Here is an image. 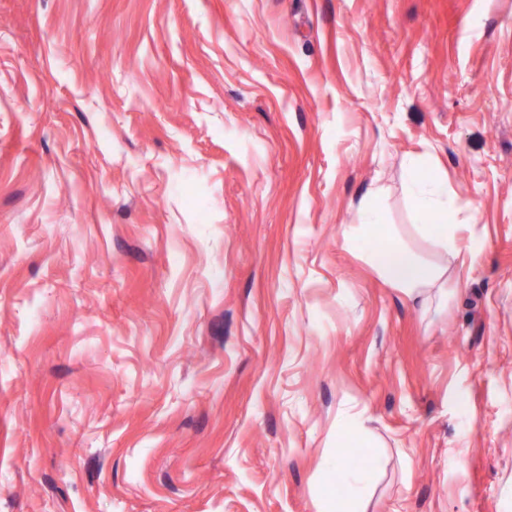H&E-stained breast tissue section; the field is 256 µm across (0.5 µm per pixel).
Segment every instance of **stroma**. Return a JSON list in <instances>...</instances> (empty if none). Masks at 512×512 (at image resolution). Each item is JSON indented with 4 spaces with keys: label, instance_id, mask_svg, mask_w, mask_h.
I'll use <instances>...</instances> for the list:
<instances>
[{
    "label": "stroma",
    "instance_id": "obj_1",
    "mask_svg": "<svg viewBox=\"0 0 512 512\" xmlns=\"http://www.w3.org/2000/svg\"><path fill=\"white\" fill-rule=\"evenodd\" d=\"M346 417L363 512H512V0H0V512H331ZM411 197L420 212L422 224H417V231L424 239L435 242L443 247L456 245L452 234L453 218L462 210L458 201L448 196L441 177L436 174L416 172L411 181ZM379 221L377 209L372 204H366L361 211V228L373 242L370 257L380 272L398 288H403L410 297L419 293L421 288H439L444 294V288H448L447 279L444 280L446 270L419 265L406 249L383 232L384 224ZM383 240L389 244L381 245Z\"/></svg>",
    "mask_w": 512,
    "mask_h": 512
}]
</instances>
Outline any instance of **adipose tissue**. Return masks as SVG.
Instances as JSON below:
<instances>
[{
    "instance_id": "ef3b65f1",
    "label": "adipose tissue",
    "mask_w": 512,
    "mask_h": 512,
    "mask_svg": "<svg viewBox=\"0 0 512 512\" xmlns=\"http://www.w3.org/2000/svg\"><path fill=\"white\" fill-rule=\"evenodd\" d=\"M410 192L422 217L417 227L420 236L444 247L453 244V219L462 207L456 199L449 197L440 176L414 173ZM361 227L373 242L371 259L380 272L397 287L403 288L407 295H415L423 288H446L444 270L425 268L399 244L388 242L380 215L373 205L363 207ZM332 470L344 488V497L337 503L336 512H351L352 505L368 494V465L339 458L333 462Z\"/></svg>"
}]
</instances>
